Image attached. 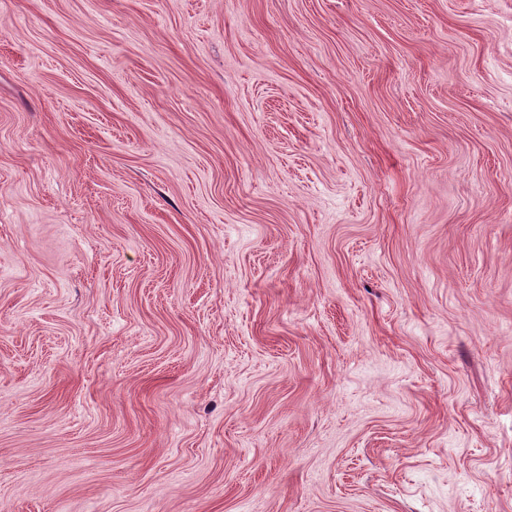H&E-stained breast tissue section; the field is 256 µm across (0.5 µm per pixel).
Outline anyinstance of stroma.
I'll use <instances>...</instances> for the list:
<instances>
[{"instance_id": "obj_1", "label": "stroma", "mask_w": 512, "mask_h": 512, "mask_svg": "<svg viewBox=\"0 0 512 512\" xmlns=\"http://www.w3.org/2000/svg\"><path fill=\"white\" fill-rule=\"evenodd\" d=\"M0 512H512V0H0Z\"/></svg>"}]
</instances>
